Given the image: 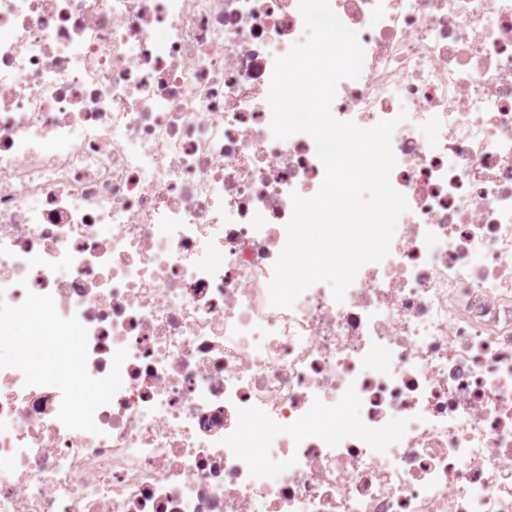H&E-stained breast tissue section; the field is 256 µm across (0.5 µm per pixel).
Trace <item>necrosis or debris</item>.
<instances>
[{
    "instance_id": "necrosis-or-debris-1",
    "label": "necrosis or debris",
    "mask_w": 512,
    "mask_h": 512,
    "mask_svg": "<svg viewBox=\"0 0 512 512\" xmlns=\"http://www.w3.org/2000/svg\"><path fill=\"white\" fill-rule=\"evenodd\" d=\"M298 2L0 0V345L33 302L81 363L0 361V512H512V0H329L365 50L332 114L398 119L410 210L276 307L324 177L271 130Z\"/></svg>"
}]
</instances>
